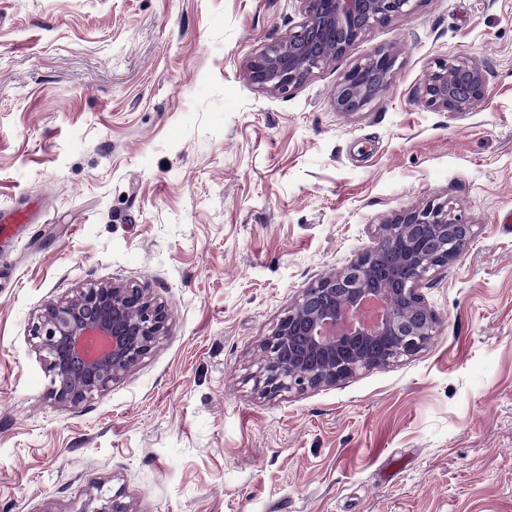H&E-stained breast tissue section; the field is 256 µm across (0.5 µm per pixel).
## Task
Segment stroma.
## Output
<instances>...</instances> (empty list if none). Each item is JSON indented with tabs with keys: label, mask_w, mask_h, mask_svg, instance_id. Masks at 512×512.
Listing matches in <instances>:
<instances>
[{
	"label": "stroma",
	"mask_w": 512,
	"mask_h": 512,
	"mask_svg": "<svg viewBox=\"0 0 512 512\" xmlns=\"http://www.w3.org/2000/svg\"><path fill=\"white\" fill-rule=\"evenodd\" d=\"M298 0H0V512H512V0H422L288 95L245 66ZM395 75L331 104L377 49ZM487 95L421 98L437 58ZM448 201L474 237L421 292L431 342L270 397L261 341L389 212ZM133 282L168 312L134 368L74 408L30 337L44 306ZM396 55L379 49L357 61L342 76L333 94L337 112L356 114L365 110L391 84ZM484 66L464 55L437 58L426 71L421 96L428 107L436 110L469 112L487 95Z\"/></svg>",
	"instance_id": "35a3bbf8"
}]
</instances>
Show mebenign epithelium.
<instances>
[{
  "label": "benign epithelium",
  "instance_id": "1",
  "mask_svg": "<svg viewBox=\"0 0 512 512\" xmlns=\"http://www.w3.org/2000/svg\"><path fill=\"white\" fill-rule=\"evenodd\" d=\"M297 29L246 64L248 81L288 95L344 55L374 27L407 16L422 0H299ZM396 55L379 49L357 61L333 94L336 111L359 113L391 84ZM484 66L464 55L438 58L426 71L427 106L468 112L485 99ZM472 224L433 198L385 216L374 246L305 289L261 344L268 394L332 385L361 369L384 367L422 350L438 318L421 294L428 273L454 261ZM165 307L137 285H93L45 307L32 338L51 373L50 394L76 406L106 390L155 345L167 325ZM89 512H130L114 497Z\"/></svg>",
  "mask_w": 512,
  "mask_h": 512
}]
</instances>
